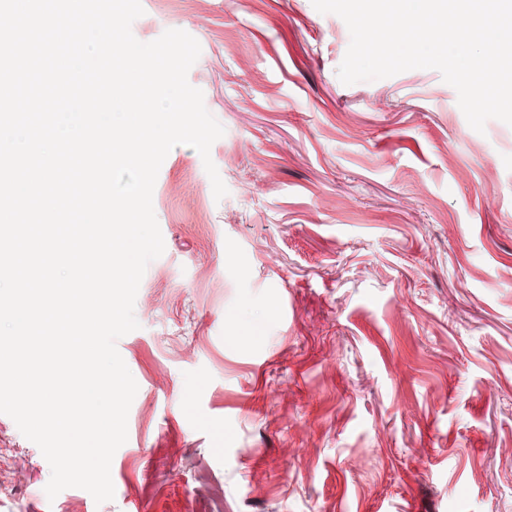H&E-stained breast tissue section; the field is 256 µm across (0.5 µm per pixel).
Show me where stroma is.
<instances>
[{"instance_id": "stroma-1", "label": "stroma", "mask_w": 512, "mask_h": 512, "mask_svg": "<svg viewBox=\"0 0 512 512\" xmlns=\"http://www.w3.org/2000/svg\"><path fill=\"white\" fill-rule=\"evenodd\" d=\"M141 2L136 39L201 46L228 193L159 170L113 500L48 499L0 414V512H512V126L433 69L343 84L311 0Z\"/></svg>"}]
</instances>
